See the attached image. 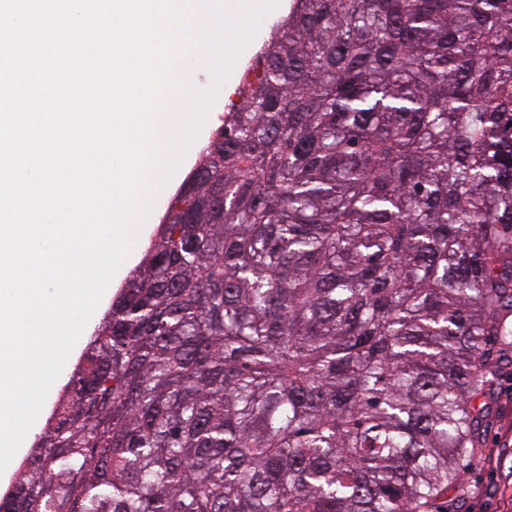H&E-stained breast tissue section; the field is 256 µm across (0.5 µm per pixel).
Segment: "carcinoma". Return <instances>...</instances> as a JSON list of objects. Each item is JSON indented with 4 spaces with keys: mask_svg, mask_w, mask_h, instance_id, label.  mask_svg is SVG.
Here are the masks:
<instances>
[{
    "mask_svg": "<svg viewBox=\"0 0 512 512\" xmlns=\"http://www.w3.org/2000/svg\"><path fill=\"white\" fill-rule=\"evenodd\" d=\"M0 512H427L512 364V0H294Z\"/></svg>",
    "mask_w": 512,
    "mask_h": 512,
    "instance_id": "obj_1",
    "label": "carcinoma"
}]
</instances>
